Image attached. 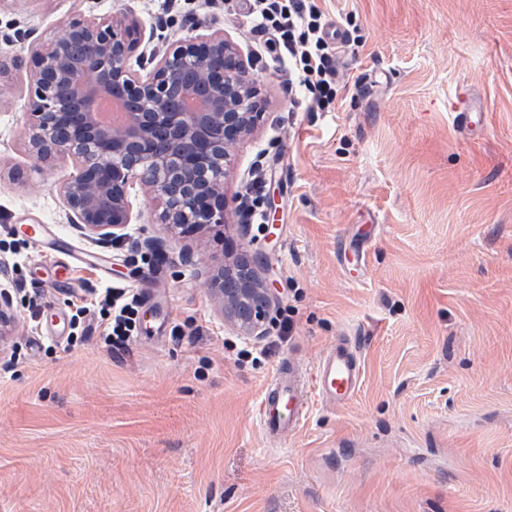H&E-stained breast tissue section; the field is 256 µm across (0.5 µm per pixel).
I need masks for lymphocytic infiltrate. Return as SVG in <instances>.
<instances>
[{"instance_id": "f902f5d3", "label": "lymphocytic infiltrate", "mask_w": 512, "mask_h": 512, "mask_svg": "<svg viewBox=\"0 0 512 512\" xmlns=\"http://www.w3.org/2000/svg\"><path fill=\"white\" fill-rule=\"evenodd\" d=\"M248 18L258 48L279 49L291 85L309 98L312 110L334 109L343 52L326 37L328 20L318 0H250ZM100 297L105 339L124 348L137 330L141 299L119 284L101 290Z\"/></svg>"}]
</instances>
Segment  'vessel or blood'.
Masks as SVG:
<instances>
[{
	"mask_svg": "<svg viewBox=\"0 0 512 512\" xmlns=\"http://www.w3.org/2000/svg\"><path fill=\"white\" fill-rule=\"evenodd\" d=\"M455 123L472 133L482 131L485 112L469 92H461L450 103ZM362 362L351 339H339L326 349L313 369L291 364L278 368L257 407L263 434L284 441L296 432L312 405L336 409L348 404L358 393Z\"/></svg>",
	"mask_w": 512,
	"mask_h": 512,
	"instance_id": "obj_1",
	"label": "vessel or blood"
}]
</instances>
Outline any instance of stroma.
<instances>
[{"instance_id":"35a3bbf8","label":"stroma","mask_w":512,"mask_h":512,"mask_svg":"<svg viewBox=\"0 0 512 512\" xmlns=\"http://www.w3.org/2000/svg\"><path fill=\"white\" fill-rule=\"evenodd\" d=\"M155 3L6 0L0 60L79 16L135 18L158 51L223 31L265 98L226 196L239 206L263 157L265 222L243 237L234 212L175 237L135 189L121 243L100 247L67 221L70 161L29 149L26 71L0 80V262L18 313L0 356V512H512V0H319L357 38L331 112L286 94L287 64L257 51L235 0H183L165 26ZM462 89L483 134L453 123ZM26 222L84 255L65 286ZM147 237L149 265L130 251ZM228 249L257 257L277 296L257 362L237 360L200 275ZM116 280L143 300L126 349L96 314L46 335L47 315ZM344 336L357 396L267 442V382Z\"/></svg>"}]
</instances>
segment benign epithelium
<instances>
[{"label":"benign epithelium","mask_w":512,"mask_h":512,"mask_svg":"<svg viewBox=\"0 0 512 512\" xmlns=\"http://www.w3.org/2000/svg\"><path fill=\"white\" fill-rule=\"evenodd\" d=\"M73 39L86 48L78 67L68 53ZM150 41L137 21L124 15L74 18L63 33L33 47L26 62L33 84L30 149L47 166L62 158L72 161L74 171L60 188L69 224L103 247L132 223L130 188L135 184L158 201L157 223L174 234L188 236L226 223L224 184L234 152L263 117L259 83L223 33L187 36L170 50L150 54L152 68L140 77L130 69V60ZM191 63L196 81L183 83L181 71ZM200 85L210 89L200 108L168 109L173 87L187 101L198 98ZM60 86L83 104L82 112L64 111L57 98ZM103 93L134 96L142 111L128 113L119 128L102 129L93 108ZM62 125L73 128L66 142L56 136ZM155 126L168 130L171 150L155 149ZM204 279L225 326L245 339L267 335L276 297L251 258L217 261L207 267ZM15 322L12 295L1 288L0 353Z\"/></svg>","instance_id":"1"}]
</instances>
